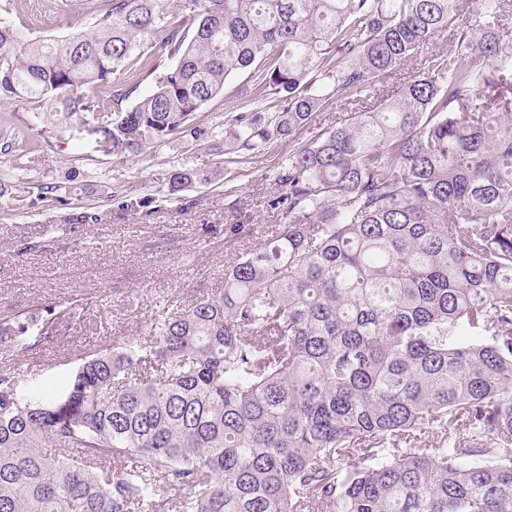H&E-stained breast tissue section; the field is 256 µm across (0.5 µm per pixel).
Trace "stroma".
Segmentation results:
<instances>
[{"instance_id": "stroma-1", "label": "stroma", "mask_w": 512, "mask_h": 512, "mask_svg": "<svg viewBox=\"0 0 512 512\" xmlns=\"http://www.w3.org/2000/svg\"><path fill=\"white\" fill-rule=\"evenodd\" d=\"M97 2L0 0V18L32 38H62L87 29ZM248 79V71L232 73L226 92L196 112L190 131L123 163L95 153L78 118L63 122L19 102L0 103V131L23 167L0 180V311H36L76 294L91 301L57 326L51 343L17 361V371L47 366L46 381L55 384L100 346L144 334L158 312L223 291L225 265L275 222L267 201L282 161L351 116L350 106L331 104L260 153L205 150L203 141L224 134L230 116L246 111L232 91ZM177 169L211 180L172 196L169 176ZM41 183L55 185L52 197L38 196ZM126 191L152 198V214L122 210ZM228 224L256 231L229 240ZM23 238L40 249L17 255ZM169 240L173 248L163 249Z\"/></svg>"}]
</instances>
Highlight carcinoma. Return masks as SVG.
<instances>
[{
    "instance_id": "obj_1",
    "label": "carcinoma",
    "mask_w": 512,
    "mask_h": 512,
    "mask_svg": "<svg viewBox=\"0 0 512 512\" xmlns=\"http://www.w3.org/2000/svg\"><path fill=\"white\" fill-rule=\"evenodd\" d=\"M509 16L512 0H100L64 39L0 21V100L86 114L115 161L184 133L237 70L244 153L332 101L381 102L288 154L279 224L222 294L54 388L0 366V512H512ZM440 39L453 49L384 97ZM195 181L175 170L170 190ZM77 308L1 312L0 353ZM448 42H441L437 41L433 45H430L429 49L427 51L433 52V53H448ZM424 51V52H427ZM418 55L416 58H413L412 61L409 63L408 67L405 70H398L387 77L385 81V97L388 94L389 98H392L397 95L399 92V89L402 87L403 83L406 81L408 75L412 74L414 71H423L424 61L426 56V53Z\"/></svg>"
}]
</instances>
